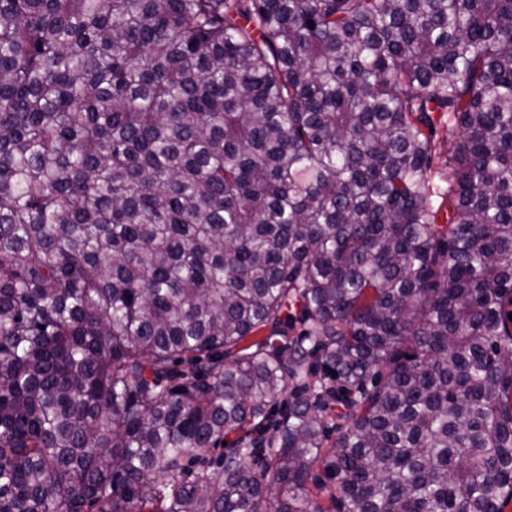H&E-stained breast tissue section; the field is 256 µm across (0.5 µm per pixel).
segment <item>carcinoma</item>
<instances>
[{
	"label": "carcinoma",
	"instance_id": "carcinoma-1",
	"mask_svg": "<svg viewBox=\"0 0 512 512\" xmlns=\"http://www.w3.org/2000/svg\"><path fill=\"white\" fill-rule=\"evenodd\" d=\"M511 312L512 0H0V512H506ZM448 117L436 123L434 137V155L431 165L430 181L433 190L432 206L437 210V223H448V149L452 140H456L459 130L448 132Z\"/></svg>",
	"mask_w": 512,
	"mask_h": 512
}]
</instances>
